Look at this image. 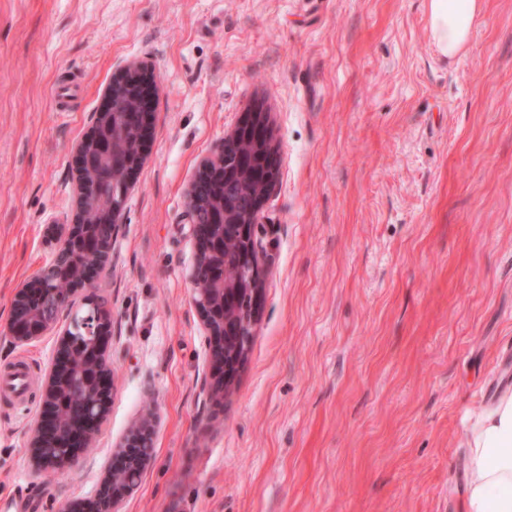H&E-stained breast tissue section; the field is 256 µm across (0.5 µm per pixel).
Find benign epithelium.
<instances>
[{
  "label": "benign epithelium",
  "instance_id": "benign-epithelium-1",
  "mask_svg": "<svg viewBox=\"0 0 512 512\" xmlns=\"http://www.w3.org/2000/svg\"><path fill=\"white\" fill-rule=\"evenodd\" d=\"M151 74L138 66L116 74L106 92L105 106L96 113L90 134L76 150L78 160L77 211L73 223L60 227L64 240L58 252L74 247L85 262L59 277L68 288L62 293L46 287L45 273L38 274L14 295L6 327L0 334L15 345H26L54 332L60 336L55 357L46 372L43 414L33 429L30 448L36 464L45 470L71 467L80 448L90 447L110 407L108 377L111 362L108 341L112 336V307L98 308L92 334L82 339L60 325L70 315L72 296L90 287L104 268L122 221L125 198H115L100 182L102 171H117L124 193L144 161L154 105ZM253 135L254 149L264 153L263 188L253 195L252 208L243 214L223 196L214 200L213 218L232 225L237 245L236 273L228 274L230 253L224 236L209 234L194 220L198 200L194 188L187 192L189 232L196 244L190 272L193 302L198 309L214 371L204 373L201 390L205 401L228 394L243 367L251 335L257 326V304L264 287L258 234L261 214L277 177L276 146L270 114L257 105L243 114L224 139ZM199 174L221 180L224 186L242 184L248 173L224 162V146L205 159ZM158 416L142 414L115 444L114 455L124 465L109 469L96 495V512H121L123 502L141 485L153 459Z\"/></svg>",
  "mask_w": 512,
  "mask_h": 512
}]
</instances>
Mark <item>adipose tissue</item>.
Returning <instances> with one entry per match:
<instances>
[{
  "label": "adipose tissue",
  "mask_w": 512,
  "mask_h": 512,
  "mask_svg": "<svg viewBox=\"0 0 512 512\" xmlns=\"http://www.w3.org/2000/svg\"><path fill=\"white\" fill-rule=\"evenodd\" d=\"M479 10V0H429L430 32L441 53L465 47ZM466 443L464 512H512V386L470 422Z\"/></svg>",
  "instance_id": "ef3b65f1"
}]
</instances>
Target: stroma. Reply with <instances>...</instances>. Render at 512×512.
I'll list each match as a JSON object with an SVG mask.
<instances>
[{"label":"stroma","mask_w":512,"mask_h":512,"mask_svg":"<svg viewBox=\"0 0 512 512\" xmlns=\"http://www.w3.org/2000/svg\"><path fill=\"white\" fill-rule=\"evenodd\" d=\"M157 83L146 161L93 293L112 306L111 408L75 465L36 476L54 335L0 337V512L94 498L146 407L154 461L124 512H462L465 430L512 385V0L455 56L428 0H0V326L76 213L75 146L113 76ZM262 104L258 327L231 394L187 279L186 192ZM0 390L6 395L21 398L29 388L30 373L23 363H17L1 372Z\"/></svg>","instance_id":"1"}]
</instances>
